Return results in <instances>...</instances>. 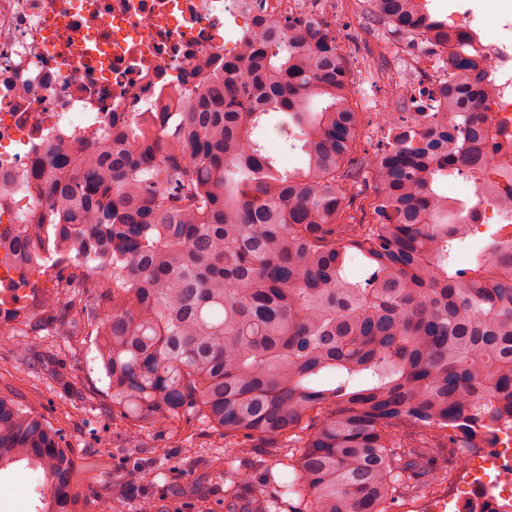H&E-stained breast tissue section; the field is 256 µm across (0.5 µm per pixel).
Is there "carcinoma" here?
<instances>
[{
  "label": "carcinoma",
  "instance_id": "obj_1",
  "mask_svg": "<svg viewBox=\"0 0 512 512\" xmlns=\"http://www.w3.org/2000/svg\"><path fill=\"white\" fill-rule=\"evenodd\" d=\"M370 4L451 47L434 106L397 88L408 112L382 119L381 149L359 148V81L336 37L299 16L244 30L239 57L188 77L178 111L117 112L87 141L46 138L25 178L0 171V206L27 180L50 200L0 227V255L21 277L53 260L61 284L18 322L95 332L124 450L194 419L224 439L218 455L184 449L197 512L221 486L224 512H398L512 423V233L461 261L476 211L439 190L481 174L512 208V167L495 164L512 136L480 111L473 32L425 0ZM273 123L303 166L267 148ZM22 460L43 477L39 512H81L62 437L0 396V469ZM157 475L150 461L123 489Z\"/></svg>",
  "mask_w": 512,
  "mask_h": 512
}]
</instances>
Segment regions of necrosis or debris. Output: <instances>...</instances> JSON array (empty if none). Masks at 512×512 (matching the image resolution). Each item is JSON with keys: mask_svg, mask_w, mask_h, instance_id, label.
Returning <instances> with one entry per match:
<instances>
[{"mask_svg": "<svg viewBox=\"0 0 512 512\" xmlns=\"http://www.w3.org/2000/svg\"><path fill=\"white\" fill-rule=\"evenodd\" d=\"M310 13L329 22L336 0H0V169L24 175L47 133L92 135L116 112L155 110L162 93L198 61L235 56L257 19ZM381 50L414 89L444 75L441 50L382 25ZM496 84L481 109L512 134V0H489L478 36ZM491 448L465 452L458 502L475 512L493 498L512 512V426Z\"/></svg>", "mask_w": 512, "mask_h": 512, "instance_id": "4bbe7bcc", "label": "necrosis or debris"}]
</instances>
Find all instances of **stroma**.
<instances>
[{
    "label": "stroma",
    "instance_id": "1",
    "mask_svg": "<svg viewBox=\"0 0 512 512\" xmlns=\"http://www.w3.org/2000/svg\"><path fill=\"white\" fill-rule=\"evenodd\" d=\"M337 39L345 45L352 67L377 55L379 35L349 14L337 24ZM96 339L83 336H16L0 343V395L29 408L62 437L74 463L88 512H102L117 504L119 512H137L141 495H159L161 512H182L175 487L185 485L193 470L181 458V444L201 449L220 439L202 424L192 422L164 432H150L146 446L133 453L121 452L122 424L113 422L108 381L95 349ZM162 458L168 463L165 476L156 485L112 497V473L134 469L145 459ZM40 472L18 463L0 470V512H37Z\"/></svg>",
    "mask_w": 512,
    "mask_h": 512
}]
</instances>
